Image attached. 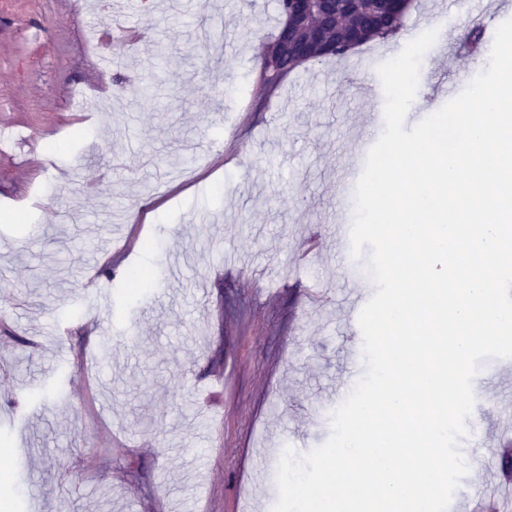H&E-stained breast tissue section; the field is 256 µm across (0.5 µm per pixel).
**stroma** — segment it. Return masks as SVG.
Listing matches in <instances>:
<instances>
[{
	"mask_svg": "<svg viewBox=\"0 0 512 512\" xmlns=\"http://www.w3.org/2000/svg\"><path fill=\"white\" fill-rule=\"evenodd\" d=\"M426 2L349 55L354 80L324 59L270 95L277 0H0V512H273L267 448L322 445L348 395L345 284L373 283L341 269L339 190ZM478 13L512 0L446 7ZM422 67L450 74L438 108L483 70ZM311 277L316 307L284 285ZM476 378L502 445L512 358Z\"/></svg>",
	"mask_w": 512,
	"mask_h": 512,
	"instance_id": "35a3bbf8",
	"label": "stroma"
}]
</instances>
